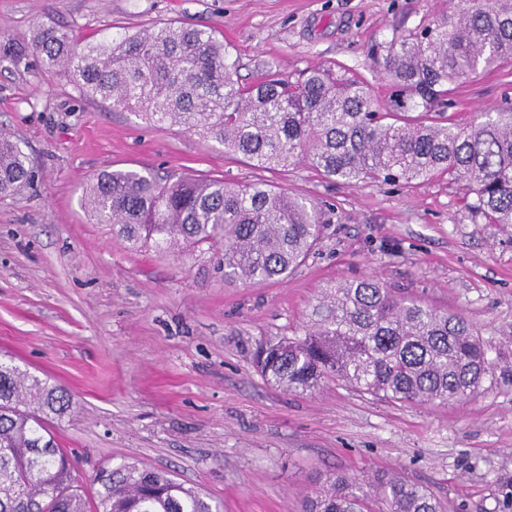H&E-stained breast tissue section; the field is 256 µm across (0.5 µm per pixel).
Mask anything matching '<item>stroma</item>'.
I'll return each mask as SVG.
<instances>
[{
	"label": "stroma",
	"instance_id": "stroma-1",
	"mask_svg": "<svg viewBox=\"0 0 512 512\" xmlns=\"http://www.w3.org/2000/svg\"><path fill=\"white\" fill-rule=\"evenodd\" d=\"M457 0H0V133L37 176L0 199V356L74 398L55 431L91 482L139 462L223 501L224 512H306L344 473L365 494L393 471L429 486L443 512H512V226L487 224L447 177L356 187L309 164L263 170L222 145L81 99L29 52L37 26L79 40L162 24L214 30L242 83L338 64L374 105L390 90L368 49ZM512 106V61L455 89L449 114ZM144 170L266 182L326 205L315 254L284 282L227 286L204 256L133 251L81 204L93 175ZM372 276L462 315L488 346L491 373L464 402L390 403L334 380L295 393L252 364L260 343L305 324L323 288Z\"/></svg>",
	"mask_w": 512,
	"mask_h": 512
}]
</instances>
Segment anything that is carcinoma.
<instances>
[{
  "label": "carcinoma",
  "mask_w": 512,
  "mask_h": 512,
  "mask_svg": "<svg viewBox=\"0 0 512 512\" xmlns=\"http://www.w3.org/2000/svg\"><path fill=\"white\" fill-rule=\"evenodd\" d=\"M30 48L46 76L69 80L81 98L209 137L256 168L306 162L352 186L446 175L467 184L473 214L512 224V107L465 126L445 111L461 80L512 59V0H465L413 33L396 28L373 44L371 59L394 102L384 112L368 84L344 69L311 67L295 81L265 75L243 84L211 29L163 24L80 43L41 25ZM33 178L28 155L0 135V197L21 194ZM84 205L132 249L209 254L208 271L226 285L288 279L325 224L320 207L265 182L135 170L97 174ZM255 365L288 391L331 378L407 403L462 401L490 373L488 347L464 317L374 278L324 289L302 332L261 345ZM72 409L65 389L0 358V512H223L222 501L136 462L109 469L87 494L51 429ZM376 486L372 501L338 474L307 512H441L422 485L383 474Z\"/></svg>",
  "instance_id": "carcinoma-1"
}]
</instances>
